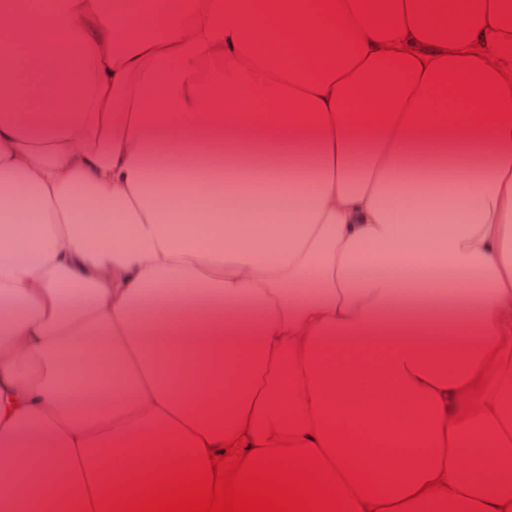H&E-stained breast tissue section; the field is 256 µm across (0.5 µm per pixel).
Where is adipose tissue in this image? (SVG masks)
<instances>
[{
  "label": "adipose tissue",
  "mask_w": 512,
  "mask_h": 512,
  "mask_svg": "<svg viewBox=\"0 0 512 512\" xmlns=\"http://www.w3.org/2000/svg\"><path fill=\"white\" fill-rule=\"evenodd\" d=\"M428 1L0 0V512L241 430L397 512L512 498V59ZM258 156L265 230L194 234Z\"/></svg>",
  "instance_id": "adipose-tissue-1"
}]
</instances>
